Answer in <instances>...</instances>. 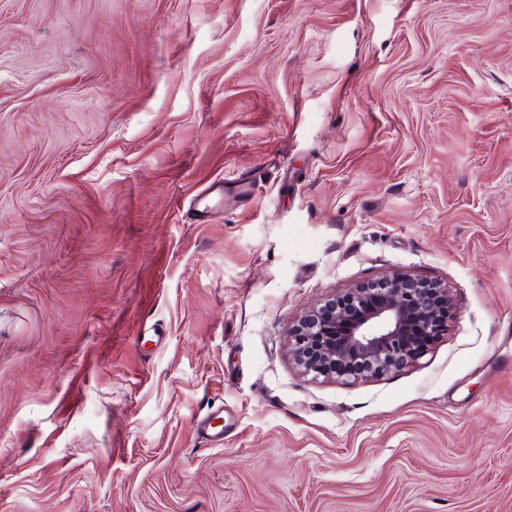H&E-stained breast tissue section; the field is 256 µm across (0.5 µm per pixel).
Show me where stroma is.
Returning <instances> with one entry per match:
<instances>
[{
  "instance_id": "1",
  "label": "stroma",
  "mask_w": 512,
  "mask_h": 512,
  "mask_svg": "<svg viewBox=\"0 0 512 512\" xmlns=\"http://www.w3.org/2000/svg\"><path fill=\"white\" fill-rule=\"evenodd\" d=\"M396 270L415 365L289 363ZM507 357L512 0H0V512H512ZM451 313L444 284L394 272L305 312L288 331L286 352L300 373L313 378L369 379L422 358Z\"/></svg>"
}]
</instances>
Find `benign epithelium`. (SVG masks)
Segmentation results:
<instances>
[{"label": "benign epithelium", "instance_id": "1", "mask_svg": "<svg viewBox=\"0 0 512 512\" xmlns=\"http://www.w3.org/2000/svg\"><path fill=\"white\" fill-rule=\"evenodd\" d=\"M451 313L444 284L394 272L305 312L288 331L286 352L307 376L369 379L422 358L443 335Z\"/></svg>", "mask_w": 512, "mask_h": 512}]
</instances>
